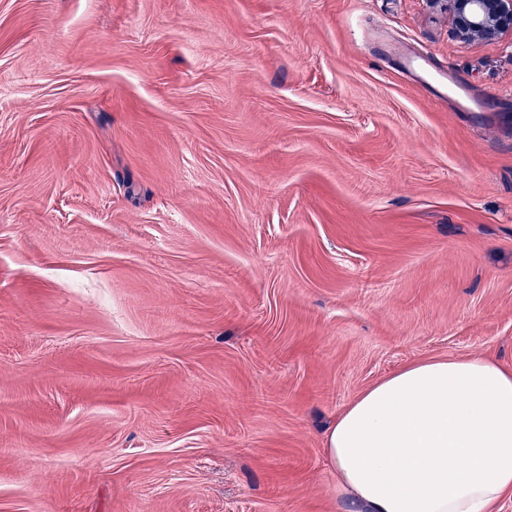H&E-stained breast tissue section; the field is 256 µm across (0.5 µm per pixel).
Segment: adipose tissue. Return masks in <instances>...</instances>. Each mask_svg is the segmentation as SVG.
I'll list each match as a JSON object with an SVG mask.
<instances>
[{"label": "adipose tissue", "mask_w": 512, "mask_h": 512, "mask_svg": "<svg viewBox=\"0 0 512 512\" xmlns=\"http://www.w3.org/2000/svg\"><path fill=\"white\" fill-rule=\"evenodd\" d=\"M324 452L356 512H495L512 498V368L412 362L338 413Z\"/></svg>", "instance_id": "adipose-tissue-1"}]
</instances>
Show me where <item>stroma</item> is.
<instances>
[{
	"mask_svg": "<svg viewBox=\"0 0 512 512\" xmlns=\"http://www.w3.org/2000/svg\"><path fill=\"white\" fill-rule=\"evenodd\" d=\"M475 354L512 367V38L0 0V512H349L337 414Z\"/></svg>",
	"mask_w": 512,
	"mask_h": 512,
	"instance_id": "stroma-1",
	"label": "stroma"
}]
</instances>
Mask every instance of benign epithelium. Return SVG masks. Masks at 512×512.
<instances>
[{
    "mask_svg": "<svg viewBox=\"0 0 512 512\" xmlns=\"http://www.w3.org/2000/svg\"><path fill=\"white\" fill-rule=\"evenodd\" d=\"M449 11L458 38L493 41L512 36V0H432Z\"/></svg>",
    "mask_w": 512,
    "mask_h": 512,
    "instance_id": "1",
    "label": "benign epithelium"
}]
</instances>
